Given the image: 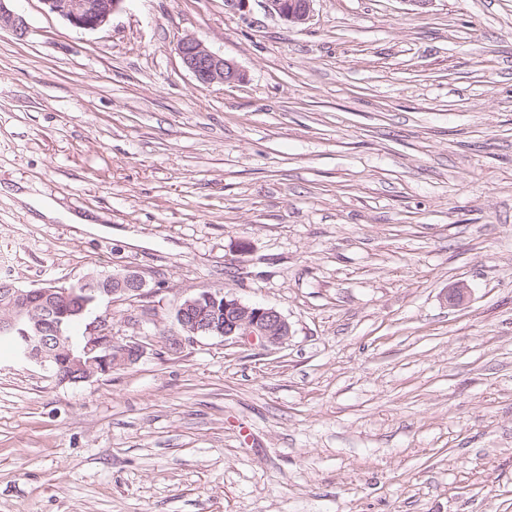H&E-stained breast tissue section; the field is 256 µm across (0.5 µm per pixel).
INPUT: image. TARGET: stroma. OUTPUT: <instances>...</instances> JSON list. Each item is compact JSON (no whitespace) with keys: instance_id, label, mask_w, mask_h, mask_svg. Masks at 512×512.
Here are the masks:
<instances>
[{"instance_id":"1","label":"stroma","mask_w":512,"mask_h":512,"mask_svg":"<svg viewBox=\"0 0 512 512\" xmlns=\"http://www.w3.org/2000/svg\"><path fill=\"white\" fill-rule=\"evenodd\" d=\"M0 256L11 284L125 270L135 365L78 384L0 345V512H512V0H127L95 31L9 0ZM186 37L244 79L199 85ZM34 202L82 216L36 223ZM471 297L450 306L449 288ZM281 346L200 336L204 290ZM268 11L277 14L289 24H307L313 11L314 0H264ZM219 307L224 319L213 312ZM180 333L166 336L165 347L171 353L182 350L197 336H221L224 340L262 346H279L291 335L288 320L275 308L250 305L230 293L205 292L184 299L175 311Z\"/></svg>"}]
</instances>
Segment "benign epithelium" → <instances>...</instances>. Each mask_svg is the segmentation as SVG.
<instances>
[{
  "instance_id": "benign-epithelium-1",
  "label": "benign epithelium",
  "mask_w": 512,
  "mask_h": 512,
  "mask_svg": "<svg viewBox=\"0 0 512 512\" xmlns=\"http://www.w3.org/2000/svg\"><path fill=\"white\" fill-rule=\"evenodd\" d=\"M46 9L75 28L98 30L107 25L112 15L124 7L126 0H41ZM268 11L288 23L307 24L313 11L314 0H264ZM8 30L18 36L26 33L23 18L15 14L0 0V31ZM176 52L184 67L195 81L203 86L230 85L243 79L238 65L212 52L195 37L181 39ZM80 287L106 296L141 297L144 295L143 278L132 271L106 276L91 275L70 287L50 285L24 289L9 286L0 302V333H17L31 340L46 328L48 314L61 303L75 298L74 289ZM180 333L165 337V347L171 353L183 349L185 343L198 336H221L226 340L262 346H279L291 335L288 320L275 308L250 305L230 293L205 292L184 299L175 311ZM151 336H132L122 342L112 337L109 317H100L92 334L77 349L60 347L44 351L27 345L25 361L48 367L56 363L68 367L87 382L99 375L137 363L152 347Z\"/></svg>"
}]
</instances>
